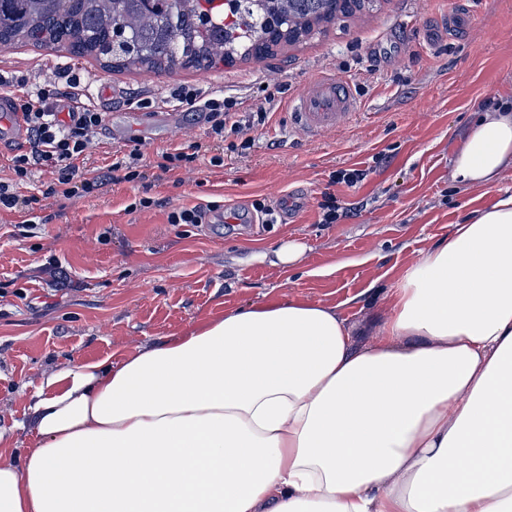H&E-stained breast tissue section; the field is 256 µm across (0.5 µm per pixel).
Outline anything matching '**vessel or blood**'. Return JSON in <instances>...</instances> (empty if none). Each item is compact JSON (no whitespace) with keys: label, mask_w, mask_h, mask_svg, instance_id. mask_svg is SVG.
<instances>
[{"label":"vessel or blood","mask_w":512,"mask_h":512,"mask_svg":"<svg viewBox=\"0 0 512 512\" xmlns=\"http://www.w3.org/2000/svg\"><path fill=\"white\" fill-rule=\"evenodd\" d=\"M357 115V101L347 79L316 78L296 97L292 122L306 138L318 140L338 131ZM0 121L13 131L11 147L26 148L25 116L16 110L10 97L0 96Z\"/></svg>","instance_id":"1"}]
</instances>
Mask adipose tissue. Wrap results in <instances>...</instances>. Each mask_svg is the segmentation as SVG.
I'll use <instances>...</instances> for the list:
<instances>
[{
	"mask_svg": "<svg viewBox=\"0 0 512 512\" xmlns=\"http://www.w3.org/2000/svg\"><path fill=\"white\" fill-rule=\"evenodd\" d=\"M512 170V106L451 160ZM376 340L335 308H238L63 369L34 394L0 512H512V193L421 250Z\"/></svg>",
	"mask_w": 512,
	"mask_h": 512,
	"instance_id": "obj_1",
	"label": "adipose tissue"
}]
</instances>
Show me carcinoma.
Instances as JSON below:
<instances>
[{
    "label": "carcinoma",
    "mask_w": 512,
    "mask_h": 512,
    "mask_svg": "<svg viewBox=\"0 0 512 512\" xmlns=\"http://www.w3.org/2000/svg\"><path fill=\"white\" fill-rule=\"evenodd\" d=\"M374 0H0V47L51 44L109 69H209L300 43Z\"/></svg>",
    "instance_id": "obj_1"
}]
</instances>
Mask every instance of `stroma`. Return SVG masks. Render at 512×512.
Instances as JSON below:
<instances>
[{"label":"stroma","instance_id":"obj_1","mask_svg":"<svg viewBox=\"0 0 512 512\" xmlns=\"http://www.w3.org/2000/svg\"><path fill=\"white\" fill-rule=\"evenodd\" d=\"M377 11L326 25L277 56L208 70L109 71L91 57L17 43L0 48V76L56 87L59 65L75 62L91 87L111 83L109 128L89 160L106 170L126 144L131 113L153 114L142 129L144 179L106 182L83 198L43 197L37 171L18 186L33 210L0 211V429L9 445H34L19 430L43 379L74 365L120 360L160 336H179L250 303L271 299L335 308L359 346L380 332L391 289L405 267L448 239L474 209L512 192V176L465 190L451 158L478 113L512 101V0H377ZM461 13L460 29L448 16ZM349 79L360 103L350 125L316 141L290 123L291 104L316 77ZM184 89L216 92L236 111H267L253 147L225 150L224 164L161 172L157 154L204 138L196 113L171 104ZM176 112L177 124L166 115ZM367 171L336 185L354 217L319 221L332 175ZM160 207L133 211L134 199ZM296 207L283 219L287 200ZM213 202L225 223L172 224V209ZM273 212L257 217L254 203ZM36 221L34 233L18 225ZM287 242L303 251L289 265L270 253Z\"/></svg>","mask_w":512,"mask_h":512}]
</instances>
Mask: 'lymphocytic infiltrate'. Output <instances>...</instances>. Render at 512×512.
<instances>
[{
  "mask_svg": "<svg viewBox=\"0 0 512 512\" xmlns=\"http://www.w3.org/2000/svg\"><path fill=\"white\" fill-rule=\"evenodd\" d=\"M69 91L68 98L78 101V110L62 114L54 92L41 86L17 81L21 92L19 107L24 112L29 146L10 159L15 178L0 181V209L29 208L32 198L18 194V182L29 179L33 170L51 174L44 195L64 200L80 198L101 188L103 179L98 171L87 168L86 163L94 147L100 143L106 115L84 104L86 85L73 69L61 73ZM178 101L187 111L203 117L208 126L207 138L192 142L189 148L163 151L159 155L158 169L169 172L195 162L201 156H209L211 165H223L220 152L227 136L240 139V150L252 148L254 141L248 132L263 124L265 112L240 114L234 112L232 102L217 97H206L196 91H183Z\"/></svg>",
  "mask_w": 512,
  "mask_h": 512,
  "instance_id": "f902f5d3",
  "label": "lymphocytic infiltrate"
}]
</instances>
